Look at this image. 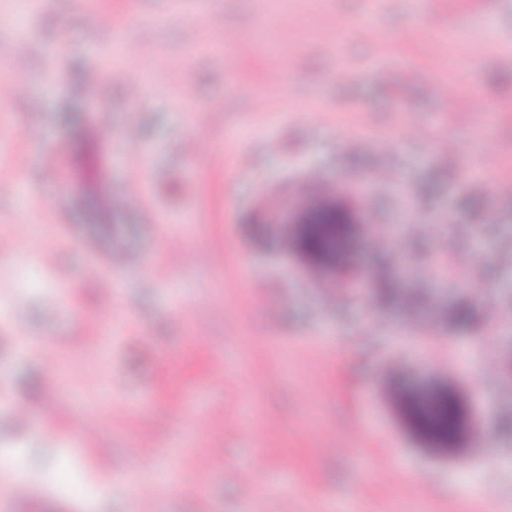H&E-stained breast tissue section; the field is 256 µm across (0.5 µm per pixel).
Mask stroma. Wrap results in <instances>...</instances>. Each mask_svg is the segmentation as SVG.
Segmentation results:
<instances>
[{"mask_svg": "<svg viewBox=\"0 0 512 512\" xmlns=\"http://www.w3.org/2000/svg\"><path fill=\"white\" fill-rule=\"evenodd\" d=\"M284 10L0 0V468L37 477L0 512H512V0ZM326 192L384 237L375 285L290 253ZM399 367L454 380L480 448L424 447Z\"/></svg>", "mask_w": 512, "mask_h": 512, "instance_id": "stroma-1", "label": "stroma"}]
</instances>
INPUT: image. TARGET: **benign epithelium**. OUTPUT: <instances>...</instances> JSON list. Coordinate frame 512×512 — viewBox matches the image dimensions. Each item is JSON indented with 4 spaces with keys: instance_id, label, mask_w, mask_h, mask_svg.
I'll list each match as a JSON object with an SVG mask.
<instances>
[{
    "instance_id": "7a95c632",
    "label": "benign epithelium",
    "mask_w": 512,
    "mask_h": 512,
    "mask_svg": "<svg viewBox=\"0 0 512 512\" xmlns=\"http://www.w3.org/2000/svg\"><path fill=\"white\" fill-rule=\"evenodd\" d=\"M372 238L373 229L358 220L350 204L334 194H324L295 215L289 244L304 268L345 288L358 280L372 281L350 258L358 240ZM399 406L412 431L431 448L443 452L461 448L476 435L477 424L466 399L449 382L423 397L402 393Z\"/></svg>"
}]
</instances>
